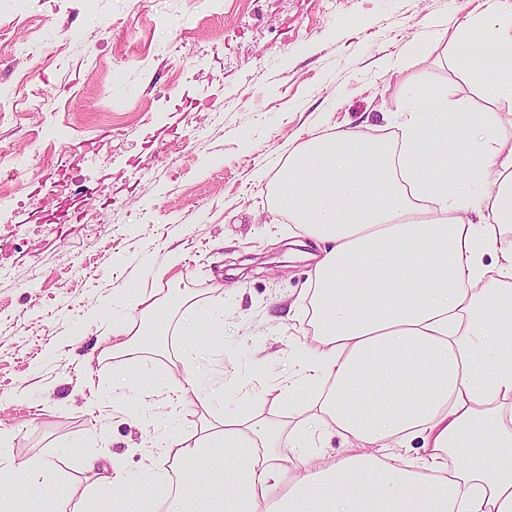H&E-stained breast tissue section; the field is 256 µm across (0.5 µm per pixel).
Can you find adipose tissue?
<instances>
[{
    "instance_id": "obj_1",
    "label": "adipose tissue",
    "mask_w": 512,
    "mask_h": 512,
    "mask_svg": "<svg viewBox=\"0 0 512 512\" xmlns=\"http://www.w3.org/2000/svg\"><path fill=\"white\" fill-rule=\"evenodd\" d=\"M448 64L475 108L445 84H406L401 145L356 133L300 144L273 188L277 207L314 240L315 344L280 392H308L311 425L204 420L134 481L119 470L80 493L35 496L50 463L13 466L0 453V512H512V150L499 109L512 111V14L484 11L453 30ZM112 326V363L167 354L168 330L224 334L220 311L182 300ZM359 452L306 464L321 432ZM420 438L423 455L388 450Z\"/></svg>"
}]
</instances>
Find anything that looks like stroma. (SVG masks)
<instances>
[{"mask_svg": "<svg viewBox=\"0 0 512 512\" xmlns=\"http://www.w3.org/2000/svg\"><path fill=\"white\" fill-rule=\"evenodd\" d=\"M487 6L0 0V435L15 463L47 459L76 486L95 454L134 478L203 412L305 419L278 389L313 343L314 263L272 187L303 142L394 140L404 84L455 83L442 33ZM132 283L222 310V346L171 337L170 358L129 360L141 387L119 386L101 351ZM187 364L223 385L210 407L159 392Z\"/></svg>", "mask_w": 512, "mask_h": 512, "instance_id": "1", "label": "stroma"}]
</instances>
